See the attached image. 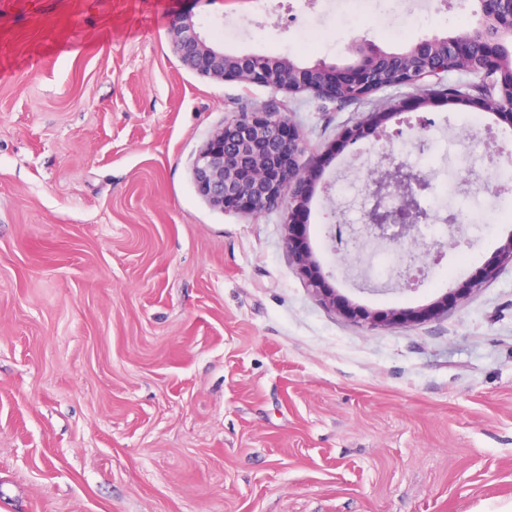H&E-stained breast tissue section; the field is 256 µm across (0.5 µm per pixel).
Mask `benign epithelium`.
<instances>
[{"instance_id":"benign-epithelium-1","label":"benign epithelium","mask_w":512,"mask_h":512,"mask_svg":"<svg viewBox=\"0 0 512 512\" xmlns=\"http://www.w3.org/2000/svg\"><path fill=\"white\" fill-rule=\"evenodd\" d=\"M473 33L434 37L415 44L404 53H389L373 41L358 37L349 50L356 59L344 66L324 62L301 66L291 59L269 56H234L201 37L192 15L177 14L168 28V38L179 62L189 70L216 80L232 79L288 94L307 93L338 101L356 100L391 86L414 87L412 102L388 100L368 114L365 125L343 131V141H357L365 131L377 139H390L387 122L406 112L432 106V87L450 72L461 70L480 77L474 93L458 89L447 94L450 102H464L489 112L512 127V0H477ZM305 143L287 113L273 105L238 112L212 130L193 162L197 192L214 208L246 214L286 207V247L296 269L327 309L360 318L371 329L395 327L412 321H427L448 314L460 301L498 277L500 266L512 264V233L497 249L498 262L487 265L478 277L464 280L459 288L443 294L416 310L389 309L371 312L359 308L328 283L330 274L306 242V225L298 223L312 198L309 170L297 163ZM430 188L426 177L397 164L386 177L369 183V208L363 214L366 240L353 237L345 245L360 250L365 241L395 247L400 263L396 281L416 289L421 256L416 249L415 228L431 222V213L419 201ZM394 196L396 207L385 199Z\"/></svg>"}]
</instances>
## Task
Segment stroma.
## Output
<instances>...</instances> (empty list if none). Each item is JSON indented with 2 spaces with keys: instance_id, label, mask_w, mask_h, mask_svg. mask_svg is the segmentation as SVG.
<instances>
[{
  "instance_id": "35a3bbf8",
  "label": "stroma",
  "mask_w": 512,
  "mask_h": 512,
  "mask_svg": "<svg viewBox=\"0 0 512 512\" xmlns=\"http://www.w3.org/2000/svg\"><path fill=\"white\" fill-rule=\"evenodd\" d=\"M438 0L403 27L390 0L343 25L336 0H0V512H477L512 503V265L448 316L368 329L326 309L285 246L286 214L211 207L194 158L231 113L287 107L307 150L308 240L331 285L417 309L497 260L511 223L445 239L414 290L337 268L336 179L378 176L472 107L410 112L390 143L339 142L410 87L353 104L185 69L167 31L192 13L231 55L349 63L353 38L402 52L474 27ZM433 185L423 206L494 186Z\"/></svg>"
}]
</instances>
